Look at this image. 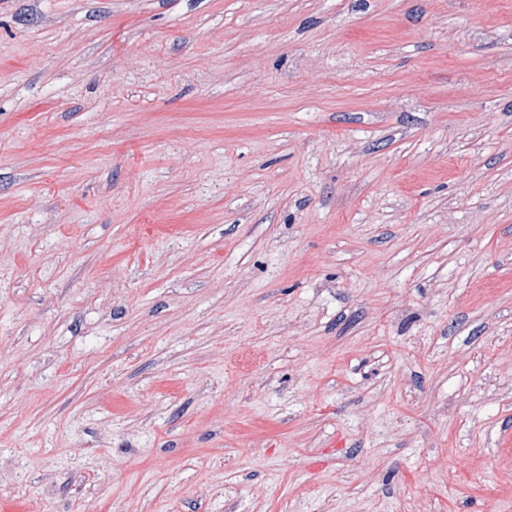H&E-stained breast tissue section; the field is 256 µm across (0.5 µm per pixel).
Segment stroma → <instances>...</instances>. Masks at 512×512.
<instances>
[{"label": "stroma", "mask_w": 512, "mask_h": 512, "mask_svg": "<svg viewBox=\"0 0 512 512\" xmlns=\"http://www.w3.org/2000/svg\"><path fill=\"white\" fill-rule=\"evenodd\" d=\"M512 0H0V505L512 512Z\"/></svg>", "instance_id": "1"}]
</instances>
